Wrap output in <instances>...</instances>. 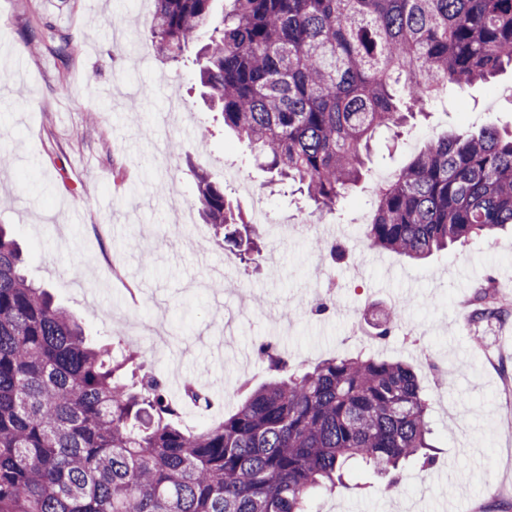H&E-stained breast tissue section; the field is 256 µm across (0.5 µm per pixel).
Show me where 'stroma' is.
<instances>
[{
	"instance_id": "stroma-1",
	"label": "stroma",
	"mask_w": 512,
	"mask_h": 512,
	"mask_svg": "<svg viewBox=\"0 0 512 512\" xmlns=\"http://www.w3.org/2000/svg\"><path fill=\"white\" fill-rule=\"evenodd\" d=\"M152 8V0H0V46L21 59L0 68V144L11 157L0 165V224L18 243L29 279L91 335L109 339L120 328L132 346L153 337L142 366L171 400H181L185 382L205 380L214 403L184 406L181 420L191 429L233 413L242 380H271L260 345H273L301 371L361 350L349 334L351 314L363 312L371 326L398 309L397 327L373 349L419 373L434 422L433 470L448 480L422 481L412 465L387 494L377 477L359 473L317 494L313 512H512V231L421 260L372 247L366 237L373 183L404 167L430 137L488 124L512 131V71L448 92L400 137L378 136L364 180L320 213L273 181L263 159L225 129L192 64L162 63L146 23ZM34 37L42 46L31 54ZM130 83L148 91L137 112L127 111L125 98L87 92ZM173 139L182 150L160 168L156 157ZM199 168L223 183L245 217L252 200L225 170L262 193L272 216L306 217L310 228L283 239L258 225L262 251L244 260L198 213ZM76 211L83 223H72ZM327 224L344 228L341 256L312 245ZM487 294L504 316L461 327L458 316ZM321 301L328 308L319 313Z\"/></svg>"
}]
</instances>
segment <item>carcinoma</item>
Here are the masks:
<instances>
[{"label": "carcinoma", "instance_id": "1", "mask_svg": "<svg viewBox=\"0 0 512 512\" xmlns=\"http://www.w3.org/2000/svg\"><path fill=\"white\" fill-rule=\"evenodd\" d=\"M198 53L200 84L269 169L332 210L363 178L374 136L400 133L443 88L512 68V0H226ZM146 23L178 63L214 0H153ZM216 232L245 223L195 174ZM512 225V132L430 140L378 186L372 245L420 258ZM0 227V512H312L356 466L391 492L436 456L429 398L408 364L370 351L302 374L269 344L272 380L188 431L140 350L92 341L21 272ZM400 321L390 309L385 337Z\"/></svg>", "mask_w": 512, "mask_h": 512}]
</instances>
